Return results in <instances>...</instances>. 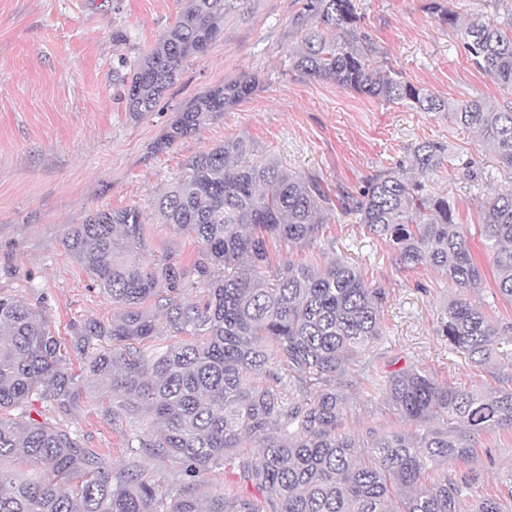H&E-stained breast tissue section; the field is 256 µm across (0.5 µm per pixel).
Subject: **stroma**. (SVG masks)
Wrapping results in <instances>:
<instances>
[{"instance_id":"35a3bbf8","label":"stroma","mask_w":512,"mask_h":512,"mask_svg":"<svg viewBox=\"0 0 512 512\" xmlns=\"http://www.w3.org/2000/svg\"><path fill=\"white\" fill-rule=\"evenodd\" d=\"M186 0H0V295L42 304L57 336L71 322L111 320V302L67 256L68 228L95 211L138 206L148 229L146 261L191 266L192 239L161 224L154 202L201 152L241 137L256 157L276 158L288 170L317 177L333 196L357 193L390 168L411 169L424 141L448 147L450 160L428 182L447 195L463 224H481L482 203L512 190L481 146L478 133L444 112H420L340 89L289 70L300 39L291 21L298 0H247L227 14L205 54L191 56L154 111L126 110L131 69L173 25ZM361 30L403 79L442 98L476 97L512 104L494 78L477 69L455 28L441 24L430 0H357ZM256 75V92L210 118L202 129L157 150L188 102L241 75ZM272 263H324L344 257L367 283L385 289L381 334L350 369L346 426L400 431L399 419L373 390L368 375L415 366L438 383L487 393L512 387V364L475 367L451 349L440 317L456 290L437 270H399L384 243L364 233L355 214L334 211L313 247L285 252L270 245ZM65 424L113 469L141 465L161 492L183 478L173 458L148 457L101 419L93 397L81 398ZM472 465L483 482L463 507L512 484V431L480 435ZM198 493L254 496L238 469L216 465L197 480Z\"/></svg>"}]
</instances>
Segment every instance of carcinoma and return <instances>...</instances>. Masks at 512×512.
<instances>
[{
  "instance_id": "1",
  "label": "carcinoma",
  "mask_w": 512,
  "mask_h": 512,
  "mask_svg": "<svg viewBox=\"0 0 512 512\" xmlns=\"http://www.w3.org/2000/svg\"><path fill=\"white\" fill-rule=\"evenodd\" d=\"M244 2L186 0L177 22L130 72L128 112L152 111L187 57L206 53L224 15ZM360 20L356 0H302L294 23L303 35L289 54L292 69L359 95L446 112L477 130L484 149L512 171V106L447 100L401 80L380 63ZM460 36L476 68L512 92V19L478 14ZM258 84L245 74L196 97L157 150L197 133ZM447 158L448 146L425 141L414 149L412 175L390 169L359 195L334 200L317 178L254 158L241 137L227 139L186 163L155 202L162 223L198 247L188 270L165 258L143 263L146 227L135 205L98 211L75 225L63 249L117 312L106 323L72 325L67 344L41 305L0 295V463L16 464L0 469V512H263L241 495L197 494L196 478L217 462L237 464L272 512H464L463 492L482 480L469 466L475 436L512 431V389H458L405 367L368 381L412 429H345L341 378L380 335L386 291L368 285L342 257L325 266L288 259L274 269L268 249L271 240L290 250L313 246L325 213L337 205L359 217L399 269L434 268L458 290L483 284L490 269L497 294L512 304V190L482 205L477 253L471 225L457 222L448 197L426 189ZM187 288L204 289L206 298L181 302ZM151 302L180 337L160 351L145 347L155 336L145 310ZM441 335L475 365L512 363V322H494L468 298L448 301ZM81 378L99 391L104 420L140 426L127 447L185 466L188 480L169 502L139 466L114 473L60 424L21 412L36 399L70 415L82 396ZM440 414L446 426L429 427ZM247 439L258 451L232 458ZM27 464L42 470L38 480L25 477ZM457 464L465 468L438 473ZM511 504L512 485L470 512H508Z\"/></svg>"
}]
</instances>
